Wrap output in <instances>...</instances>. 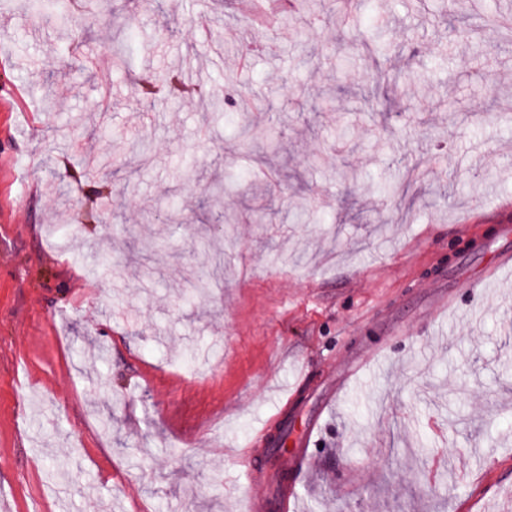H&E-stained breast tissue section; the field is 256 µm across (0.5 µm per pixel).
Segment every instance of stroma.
<instances>
[{"label": "stroma", "mask_w": 512, "mask_h": 512, "mask_svg": "<svg viewBox=\"0 0 512 512\" xmlns=\"http://www.w3.org/2000/svg\"><path fill=\"white\" fill-rule=\"evenodd\" d=\"M341 2L0 0L9 512H245L315 418L293 512H512V273L439 305L512 225V0Z\"/></svg>", "instance_id": "1"}]
</instances>
